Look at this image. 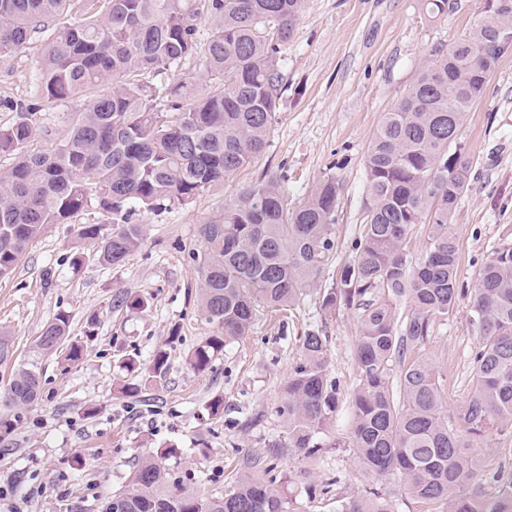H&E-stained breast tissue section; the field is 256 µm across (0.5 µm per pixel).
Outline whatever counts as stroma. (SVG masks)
<instances>
[{
  "label": "stroma",
  "mask_w": 512,
  "mask_h": 512,
  "mask_svg": "<svg viewBox=\"0 0 512 512\" xmlns=\"http://www.w3.org/2000/svg\"><path fill=\"white\" fill-rule=\"evenodd\" d=\"M485 18L483 0H455L436 18L423 11L422 0H302L282 49L283 94L260 154L189 204L140 212L144 242L120 267L91 255L80 272L69 266L78 224L109 219L96 208L77 224L54 225L28 247L13 273L0 277V332L14 345V361L25 359L61 311L83 355L70 365L42 358L39 395L22 412L0 403V418H21L14 431L0 434V512H100L101 501L128 484L138 460L166 446L179 450L169 466L190 476L204 495L272 472L288 485L292 512H336L339 500L368 491L391 498L396 512H424L401 495L397 481L365 471L345 445L356 383L355 312L324 317L319 292L310 291L283 318L258 313L251 336L228 344L209 370L195 372L190 351L218 328L200 310L202 276L193 256L203 251L201 226L222 217L225 203L243 187L284 172L294 203L329 174L339 185L337 253L330 268L338 274L364 222V156L382 113L402 98L432 51L448 48ZM41 61L38 38L0 58V95L34 99ZM77 107L71 99L43 103L36 119L40 131L28 150L46 149L45 129L64 132ZM460 138L472 162L455 217L459 282L468 290L493 245L512 232V52L499 59ZM121 291L147 297L148 308L112 307ZM91 318L97 327L88 339ZM308 329L328 338V372L340 386V400L327 435L344 445L323 449L313 460L274 458L268 442L287 431L275 413L280 387ZM478 345L467 294L422 349L444 375L449 407L471 394ZM160 349L169 356L165 379L127 393L135 377L124 359L144 362ZM215 397L224 400L219 417L208 411ZM479 466L482 494L496 496V473L512 471V430L492 434ZM327 480L334 483L330 493L308 498V484Z\"/></svg>",
  "instance_id": "1"
}]
</instances>
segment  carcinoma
I'll list each match as a JSON object with an SVG mask.
<instances>
[{
  "label": "carcinoma",
  "mask_w": 512,
  "mask_h": 512,
  "mask_svg": "<svg viewBox=\"0 0 512 512\" xmlns=\"http://www.w3.org/2000/svg\"><path fill=\"white\" fill-rule=\"evenodd\" d=\"M496 20L481 23L447 51L432 54L406 94L383 113L364 157L365 222L339 277L326 274L336 253L339 186L320 180L298 204L288 203L287 175L263 177L224 206V217L201 227L200 309L221 332L188 358L210 369L228 343L250 335L256 313L288 310L305 291H320L328 317L357 312L356 385L350 393L351 440L320 441L336 416L339 391L327 370V337L310 329L280 389L276 414L288 427L283 448L311 458L348 446L366 470L396 476L405 496L434 512H512V473L486 499L461 488L479 476L492 432L512 429V237L500 240L480 268L470 296V321L480 337L471 396L448 420V400L433 361L420 355L465 289L458 280L459 236L454 216L471 161L456 148L470 107L484 92L512 34V0H500ZM300 0H0V57L44 38L38 72L40 100L73 98L105 81L54 145L29 152L39 100L0 98V155L14 165L0 174V277L11 274L29 245L54 224L96 207L107 224H82L78 237L102 265L118 267L139 247L140 210L186 204L224 182L267 144L283 77L281 48L297 20ZM211 32L198 37L201 21ZM189 59L203 78L160 81ZM168 112L156 110L157 100ZM427 225L419 251L409 242ZM141 295L119 292L115 308L144 310ZM37 355L58 353L71 364L82 344L69 338L58 314L33 340ZM127 370L142 382L168 371L163 350ZM37 361L18 364L3 401L21 410L39 390ZM160 449L138 464L130 484L112 493L120 512H288L284 486L242 480L220 496H205L163 461ZM339 512H394L378 493L341 501Z\"/></svg>",
  "instance_id": "obj_1"
}]
</instances>
